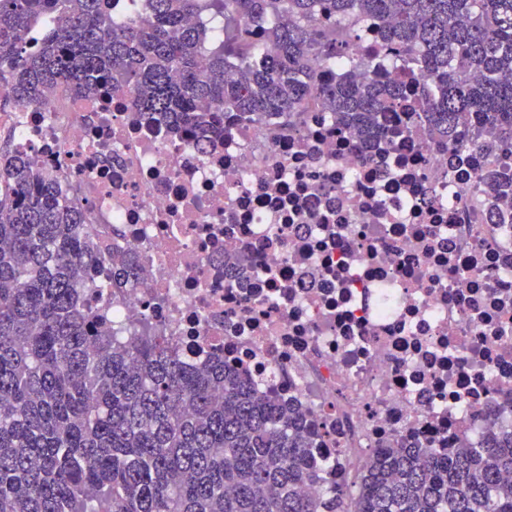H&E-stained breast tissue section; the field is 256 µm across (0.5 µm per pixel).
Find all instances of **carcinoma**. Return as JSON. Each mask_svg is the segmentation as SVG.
<instances>
[{"label":"carcinoma","mask_w":512,"mask_h":512,"mask_svg":"<svg viewBox=\"0 0 512 512\" xmlns=\"http://www.w3.org/2000/svg\"><path fill=\"white\" fill-rule=\"evenodd\" d=\"M114 2L0 0V110L55 85L119 87L172 133L217 144L231 116L289 126L313 101L389 139L407 131L389 125L403 108L442 147L512 156V0H142L124 18ZM201 14L221 18L216 35L187 24ZM354 19L381 25L398 49L382 63L419 81L416 101L364 72L318 84L311 64L350 57ZM486 179L512 196L509 162ZM135 270L58 178L0 152V512H512V432L494 417L478 448H381L354 485L302 495L325 467L303 415L222 362L187 368L148 322L122 343L103 330L86 288Z\"/></svg>","instance_id":"carcinoma-1"}]
</instances>
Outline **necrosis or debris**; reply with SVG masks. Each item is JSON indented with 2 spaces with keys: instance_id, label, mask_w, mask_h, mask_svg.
Returning <instances> with one entry per match:
<instances>
[{
  "instance_id": "1",
  "label": "necrosis or debris",
  "mask_w": 512,
  "mask_h": 512,
  "mask_svg": "<svg viewBox=\"0 0 512 512\" xmlns=\"http://www.w3.org/2000/svg\"><path fill=\"white\" fill-rule=\"evenodd\" d=\"M359 34L324 82L382 55L376 24ZM0 134L134 252L131 286L88 294L113 335L148 321L186 366L224 361L304 410L324 486L377 448L479 444L494 407L512 427V201L484 179L499 153L420 129L363 147L316 103L207 148L126 93L62 85L1 112Z\"/></svg>"
}]
</instances>
